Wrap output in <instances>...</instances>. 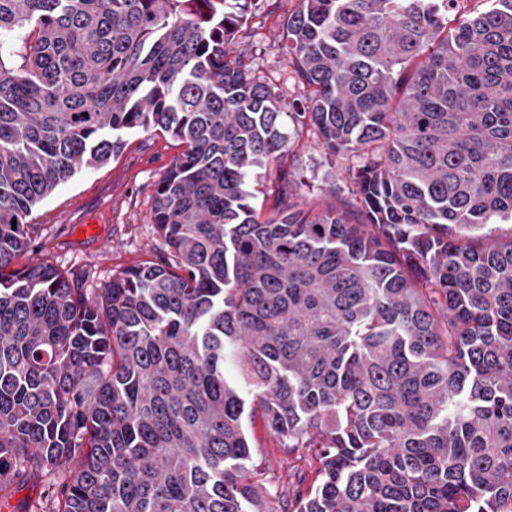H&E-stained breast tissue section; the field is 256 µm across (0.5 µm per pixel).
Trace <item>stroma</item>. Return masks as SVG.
<instances>
[{"mask_svg": "<svg viewBox=\"0 0 512 512\" xmlns=\"http://www.w3.org/2000/svg\"><path fill=\"white\" fill-rule=\"evenodd\" d=\"M298 5V0H276L250 11L233 47L234 54H246L256 75L281 89L289 101L297 91L283 54L282 23ZM181 150L178 142L159 132L128 133L120 156L102 167L82 169L34 208V231L24 261L46 260L94 296L117 272L157 260L165 246L153 224L155 185ZM288 165L297 174L291 202L351 200L348 163L327 161L311 135L296 140ZM245 427L261 488L288 493L317 484V459L295 460L261 410L248 411Z\"/></svg>", "mask_w": 512, "mask_h": 512, "instance_id": "stroma-1", "label": "stroma"}]
</instances>
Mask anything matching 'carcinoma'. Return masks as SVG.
<instances>
[{"label": "carcinoma", "mask_w": 512, "mask_h": 512, "mask_svg": "<svg viewBox=\"0 0 512 512\" xmlns=\"http://www.w3.org/2000/svg\"><path fill=\"white\" fill-rule=\"evenodd\" d=\"M260 0H0V506L286 512L244 474L261 406L320 463L295 512L512 506V0H300L282 92L230 56ZM184 146L166 247L92 301L20 268L33 208L124 135ZM353 208L288 201L292 138ZM276 189L268 213L249 184Z\"/></svg>", "instance_id": "carcinoma-1"}]
</instances>
